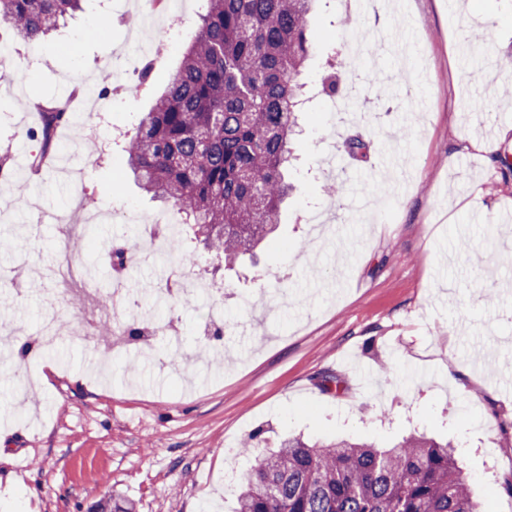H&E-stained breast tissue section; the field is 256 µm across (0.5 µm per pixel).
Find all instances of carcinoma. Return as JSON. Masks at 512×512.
I'll use <instances>...</instances> for the list:
<instances>
[{
    "mask_svg": "<svg viewBox=\"0 0 512 512\" xmlns=\"http://www.w3.org/2000/svg\"><path fill=\"white\" fill-rule=\"evenodd\" d=\"M81 0H0V27L29 45L80 8ZM195 39L122 143L134 183L183 214L175 242H197L231 263L278 224L313 51L308 16L317 0H207ZM70 112L43 118L46 150ZM140 253L112 243V262ZM234 512H485L448 442L411 434L390 448L345 439L282 440L233 488Z\"/></svg>",
    "mask_w": 512,
    "mask_h": 512,
    "instance_id": "1",
    "label": "carcinoma"
}]
</instances>
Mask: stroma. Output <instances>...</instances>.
Returning a JSON list of instances; mask_svg holds the SVG:
<instances>
[{
    "mask_svg": "<svg viewBox=\"0 0 512 512\" xmlns=\"http://www.w3.org/2000/svg\"><path fill=\"white\" fill-rule=\"evenodd\" d=\"M319 0L306 80L336 76L334 95L299 115L284 176L291 190L277 230L234 267L205 249L188 258L173 243L161 257L144 232L161 205L125 179L118 151L81 138L58 166L31 171L20 140L36 128L33 103L61 97L73 74L100 81L108 50L156 59L166 84L195 38L206 0H173L160 24L174 47L156 54L131 31L137 0H84L75 19L35 46L37 70L0 83V327L38 333L44 313L66 309L47 273L57 224L33 222L28 194L66 214L129 209L130 222L74 238L76 261L109 293L110 246L128 234L144 259L126 274L142 314L173 320L178 343L129 347L105 357L62 332L22 364L0 362V512H97L112 497L135 512H228L224 475L251 465L238 450L259 433L260 450L288 435L391 445L426 433L457 446L487 512H512V0H379L378 11L340 14ZM108 18L102 37L85 36ZM384 29L386 49L327 65L323 48L347 31ZM110 119L134 127L151 100L112 77ZM367 156L355 158L351 138ZM343 157L340 170L326 157ZM339 182L341 196L325 195ZM189 277L197 293L160 308L156 289ZM224 288L222 337H214L205 286ZM341 380L325 390L326 374Z\"/></svg>",
    "mask_w": 512,
    "mask_h": 512,
    "instance_id": "stroma-1",
    "label": "stroma"
}]
</instances>
